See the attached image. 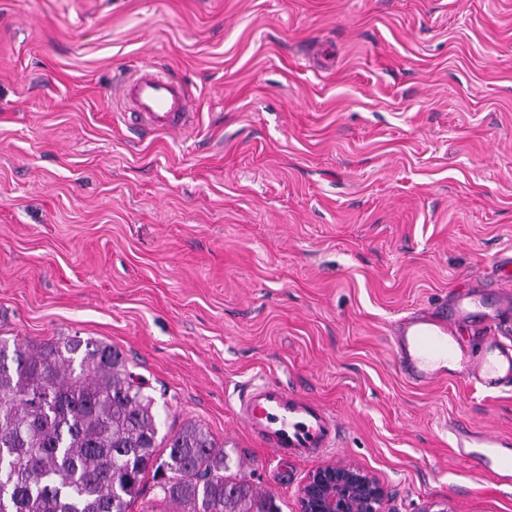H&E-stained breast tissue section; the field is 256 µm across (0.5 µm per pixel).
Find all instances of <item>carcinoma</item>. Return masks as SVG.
<instances>
[{
    "mask_svg": "<svg viewBox=\"0 0 512 512\" xmlns=\"http://www.w3.org/2000/svg\"><path fill=\"white\" fill-rule=\"evenodd\" d=\"M154 406L110 344L0 339V512H129L149 473L151 512H281L204 428L158 437Z\"/></svg>",
    "mask_w": 512,
    "mask_h": 512,
    "instance_id": "carcinoma-1",
    "label": "carcinoma"
}]
</instances>
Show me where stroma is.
Returning <instances> with one entry per match:
<instances>
[{"instance_id": "stroma-1", "label": "stroma", "mask_w": 512, "mask_h": 512, "mask_svg": "<svg viewBox=\"0 0 512 512\" xmlns=\"http://www.w3.org/2000/svg\"><path fill=\"white\" fill-rule=\"evenodd\" d=\"M187 85L186 126H126L120 80ZM512 0H0V337L117 347L160 434L196 423L296 512L310 471L390 512H512L451 430L512 436V386L407 383L390 326L512 298ZM308 394L343 444L281 460L232 407Z\"/></svg>"}]
</instances>
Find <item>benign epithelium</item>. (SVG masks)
I'll return each mask as SVG.
<instances>
[{"label":"benign epithelium","mask_w":512,"mask_h":512,"mask_svg":"<svg viewBox=\"0 0 512 512\" xmlns=\"http://www.w3.org/2000/svg\"><path fill=\"white\" fill-rule=\"evenodd\" d=\"M387 491L363 468L329 463L312 470L298 495V512H386Z\"/></svg>","instance_id":"obj_1"}]
</instances>
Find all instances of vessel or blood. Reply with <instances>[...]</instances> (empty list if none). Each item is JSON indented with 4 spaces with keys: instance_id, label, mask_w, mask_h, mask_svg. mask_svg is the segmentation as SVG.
<instances>
[{
    "instance_id": "b4317fda",
    "label": "vessel or blood",
    "mask_w": 512,
    "mask_h": 512,
    "mask_svg": "<svg viewBox=\"0 0 512 512\" xmlns=\"http://www.w3.org/2000/svg\"><path fill=\"white\" fill-rule=\"evenodd\" d=\"M120 95L132 111L127 123L162 132L175 128L188 111L190 96L185 86L161 67L149 66L125 76ZM475 314L463 302H455L447 313L419 312L402 322L390 336L393 358L403 378L416 387H427L446 376L441 361L447 360L450 343L459 323ZM462 378L488 390L512 381V345L495 333L485 338V354L460 355ZM236 413L248 433L275 456L316 457L341 444L342 430L336 416L304 394L271 381H249L236 392ZM460 455L476 456L482 470L498 482L512 484V457L491 459L487 448H507L512 439H501L472 426L452 430Z\"/></svg>"
}]
</instances>
